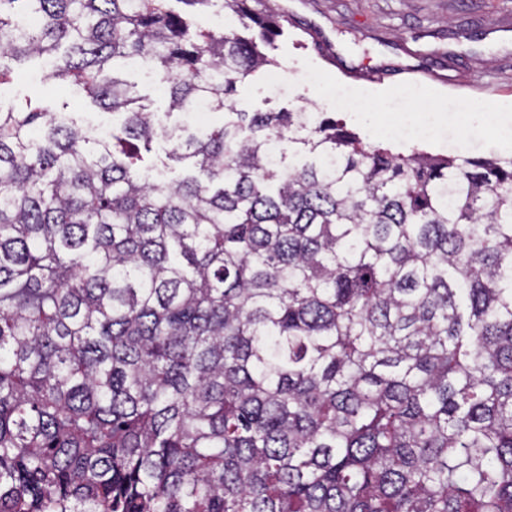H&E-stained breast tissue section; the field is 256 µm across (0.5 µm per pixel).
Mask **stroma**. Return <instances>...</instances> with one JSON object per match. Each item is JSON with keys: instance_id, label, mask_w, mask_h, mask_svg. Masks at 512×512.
<instances>
[{"instance_id": "obj_1", "label": "stroma", "mask_w": 512, "mask_h": 512, "mask_svg": "<svg viewBox=\"0 0 512 512\" xmlns=\"http://www.w3.org/2000/svg\"><path fill=\"white\" fill-rule=\"evenodd\" d=\"M287 13L283 33L266 52L279 86L267 78L239 85L240 109L288 108L305 98L320 117L344 120L369 144L512 156V0H266ZM37 64L14 66L0 86V107L23 110L40 98L78 123L120 122L75 86L51 78L30 82ZM372 106L337 109V94Z\"/></svg>"}]
</instances>
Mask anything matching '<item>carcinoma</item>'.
<instances>
[{"label":"carcinoma","mask_w":512,"mask_h":512,"mask_svg":"<svg viewBox=\"0 0 512 512\" xmlns=\"http://www.w3.org/2000/svg\"><path fill=\"white\" fill-rule=\"evenodd\" d=\"M168 2L0 0V58L124 116L0 109V512H512V157L239 109L285 18ZM215 7L202 8L194 11L193 18L195 23L203 28L210 30H220L231 27H238V18L228 10H223L219 7V4ZM225 19L230 21L229 25L225 24ZM224 20V26L222 21ZM127 77L130 81L137 84L140 94L146 98L144 104L147 105L150 112H156L157 119L161 125H171L175 121L183 119L176 115L166 116L168 101L164 94L158 91L159 81L154 75L143 70H135L130 71ZM168 149V143L164 139H157L153 144L152 152L146 158V164L164 170L168 177H174L180 172V166L167 158Z\"/></svg>","instance_id":"cac0c4a2"}]
</instances>
